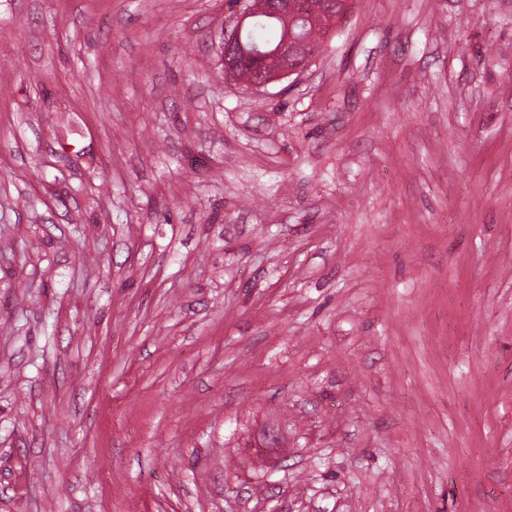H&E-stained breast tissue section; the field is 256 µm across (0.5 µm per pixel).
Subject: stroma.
I'll return each mask as SVG.
<instances>
[{
  "label": "stroma",
  "instance_id": "obj_1",
  "mask_svg": "<svg viewBox=\"0 0 512 512\" xmlns=\"http://www.w3.org/2000/svg\"><path fill=\"white\" fill-rule=\"evenodd\" d=\"M0 0V512H512V0ZM269 1L261 6H254L246 0L242 1V8L236 16L229 19V22L234 23L229 35L225 33L226 23H224V41L221 46L224 66L235 68L245 62L261 72L263 78L253 85V88H264L274 81L301 73L306 69L314 54V49L308 40L316 49L318 38L325 26L322 14L316 9L305 18L308 12L307 0ZM259 15L276 20L281 27L266 18H260L251 27H246ZM281 28L283 37L280 40ZM242 38L245 44L267 47L280 41L272 48L256 46L247 48Z\"/></svg>",
  "mask_w": 512,
  "mask_h": 512
}]
</instances>
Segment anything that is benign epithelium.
I'll list each match as a JSON object with an SVG mask.
<instances>
[{
  "instance_id": "1",
  "label": "benign epithelium",
  "mask_w": 512,
  "mask_h": 512,
  "mask_svg": "<svg viewBox=\"0 0 512 512\" xmlns=\"http://www.w3.org/2000/svg\"><path fill=\"white\" fill-rule=\"evenodd\" d=\"M307 12V0H270L261 6L243 0L242 8L231 19L234 23L231 33L224 35L221 46L224 66L235 68L243 62L249 64L263 75L256 84L258 88L301 73L309 66L314 54L308 40L295 32L297 23L307 16ZM259 15L276 20L282 28L283 37L272 48H247L242 42L244 28Z\"/></svg>"
}]
</instances>
